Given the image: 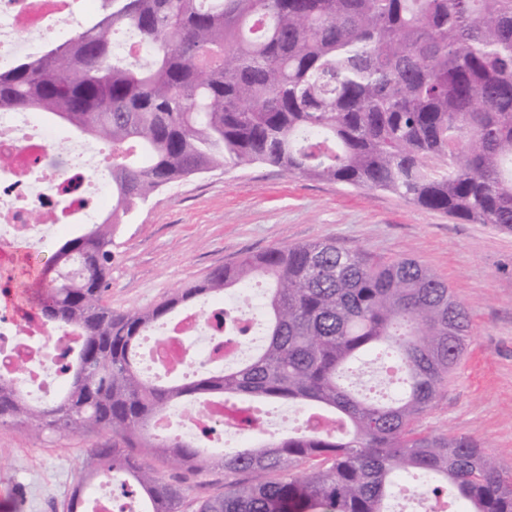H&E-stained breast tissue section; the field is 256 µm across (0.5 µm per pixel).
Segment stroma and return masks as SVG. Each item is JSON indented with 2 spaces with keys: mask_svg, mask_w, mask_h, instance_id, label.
Wrapping results in <instances>:
<instances>
[{
  "mask_svg": "<svg viewBox=\"0 0 512 512\" xmlns=\"http://www.w3.org/2000/svg\"><path fill=\"white\" fill-rule=\"evenodd\" d=\"M411 257L439 273L470 316L467 352L425 427L477 440L512 471V229L472 224L381 190L252 165L184 178L118 225L106 301L148 310L246 253L313 241ZM112 434L34 439L0 427V512H49L78 485L86 448Z\"/></svg>",
  "mask_w": 512,
  "mask_h": 512,
  "instance_id": "stroma-1",
  "label": "stroma"
}]
</instances>
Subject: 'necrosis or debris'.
Returning a JSON list of instances; mask_svg holds the SVG:
<instances>
[{"mask_svg": "<svg viewBox=\"0 0 512 512\" xmlns=\"http://www.w3.org/2000/svg\"><path fill=\"white\" fill-rule=\"evenodd\" d=\"M91 0H0V66L35 53L61 24L76 23ZM111 150L83 144L56 131L38 112L0 111V378L13 380L23 401L38 405L59 398L64 366L80 342L77 328L43 321L35 301L15 285L16 272L37 274L33 260L77 226L98 223L111 210ZM262 299L250 288L205 301L152 328L140 346L141 363L180 377L241 358L260 341L251 308ZM242 320L244 335L227 340L225 313ZM192 429L205 447L220 448L225 434L248 440L238 417L220 403L204 401L191 413L174 410L154 418L158 437Z\"/></svg>", "mask_w": 512, "mask_h": 512, "instance_id": "1", "label": "necrosis or debris"}]
</instances>
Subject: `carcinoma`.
I'll return each mask as SVG.
<instances>
[{
    "instance_id": "1",
    "label": "carcinoma",
    "mask_w": 512,
    "mask_h": 512,
    "mask_svg": "<svg viewBox=\"0 0 512 512\" xmlns=\"http://www.w3.org/2000/svg\"><path fill=\"white\" fill-rule=\"evenodd\" d=\"M127 36L139 52L120 49ZM2 108L44 112L115 154L112 213L65 241L35 296L46 321L81 331L67 389L31 408L0 379V425L34 438L112 431V447L87 450L63 512L112 475L147 512H389L419 479L463 512H512V474L473 438L420 424L470 318L417 260L317 241L246 255L150 311L105 300L114 227L155 191L216 169L280 167L512 229V0H98L68 41L0 67ZM255 283L264 341L247 359L186 383L142 376L139 344L173 308ZM370 355L396 368L389 387L342 384ZM216 397L252 416L280 402L333 430L209 455L150 433L171 407ZM146 456L191 477L168 482ZM215 468L224 490L190 498Z\"/></svg>"
}]
</instances>
